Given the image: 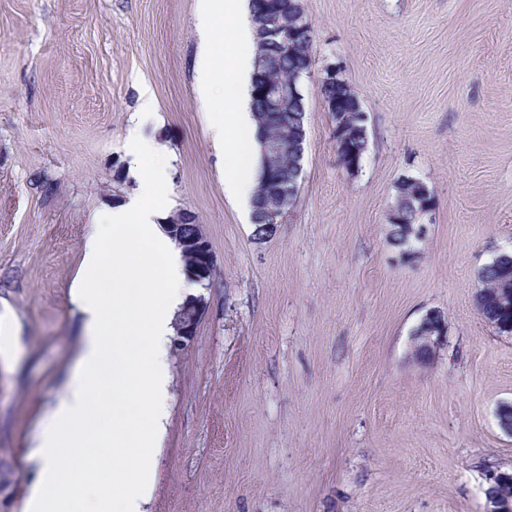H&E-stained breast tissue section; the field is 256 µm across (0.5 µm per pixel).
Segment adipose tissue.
<instances>
[{"label": "adipose tissue", "instance_id": "adipose-tissue-1", "mask_svg": "<svg viewBox=\"0 0 512 512\" xmlns=\"http://www.w3.org/2000/svg\"><path fill=\"white\" fill-rule=\"evenodd\" d=\"M201 2L200 89H224V110L212 122L224 152V191L249 213L260 157L249 84L256 42L250 4ZM221 32L235 41V54L220 50ZM127 153L137 191L104 213L87 242L85 273L73 291L84 315L82 348L31 453L29 512H142L150 491L168 397L166 346L191 287L179 248L158 226L167 189L162 149L134 136ZM79 459L92 460V477L78 479ZM102 473L112 476L106 493L94 485Z\"/></svg>", "mask_w": 512, "mask_h": 512}]
</instances>
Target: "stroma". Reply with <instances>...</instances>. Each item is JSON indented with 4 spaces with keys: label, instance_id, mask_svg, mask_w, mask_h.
<instances>
[{
    "label": "stroma",
    "instance_id": "1",
    "mask_svg": "<svg viewBox=\"0 0 512 512\" xmlns=\"http://www.w3.org/2000/svg\"><path fill=\"white\" fill-rule=\"evenodd\" d=\"M303 3V171L261 233L224 193L200 0H0V512H26L28 453L82 340L73 280L137 188L135 131L165 144L166 214L194 213L214 260L197 333L167 355L144 512H484L488 472L512 471V335L476 304L478 270L512 249V0ZM330 65L368 117L355 173L320 93ZM407 178L435 198L412 259L386 241ZM432 310L446 341L423 362L412 331Z\"/></svg>",
    "mask_w": 512,
    "mask_h": 512
}]
</instances>
